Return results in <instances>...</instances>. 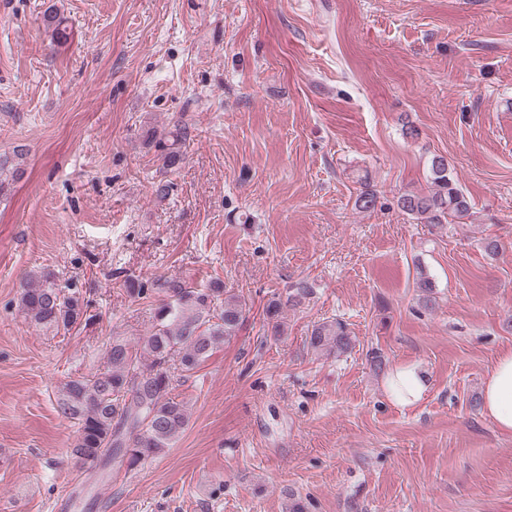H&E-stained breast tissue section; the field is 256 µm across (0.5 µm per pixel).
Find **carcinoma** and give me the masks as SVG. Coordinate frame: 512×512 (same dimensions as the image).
<instances>
[{
  "mask_svg": "<svg viewBox=\"0 0 512 512\" xmlns=\"http://www.w3.org/2000/svg\"><path fill=\"white\" fill-rule=\"evenodd\" d=\"M187 142L189 129L178 122L152 133L149 145L172 169L182 163ZM430 178L431 192H406L399 207L434 225L466 216L470 203L448 173L444 157L432 159ZM158 292L166 301L155 309L143 353L116 339L101 368L68 380L59 390L58 413L77 425L70 456L83 467L110 458L129 473L172 447L190 419L187 403L175 393V382L197 373L213 349L230 341L245 319L246 303L226 292L219 281L195 288L175 276L165 280ZM312 293L313 288L302 281L287 289L286 296L268 301L265 316L274 339L284 333L283 308L300 305ZM19 306L31 322L56 331L73 328L85 315L79 299L61 294L45 274L26 279ZM305 342L322 354L345 353L354 345L348 327L338 319L313 325Z\"/></svg>",
  "mask_w": 512,
  "mask_h": 512,
  "instance_id": "cac0c4a2",
  "label": "carcinoma"
}]
</instances>
